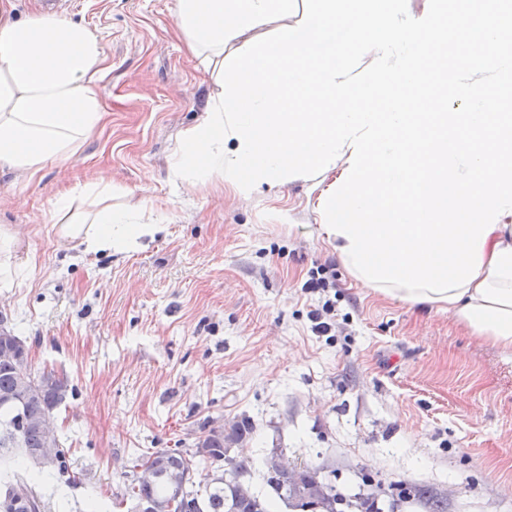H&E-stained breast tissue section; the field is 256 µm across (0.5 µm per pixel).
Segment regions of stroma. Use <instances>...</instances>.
<instances>
[{
  "mask_svg": "<svg viewBox=\"0 0 512 512\" xmlns=\"http://www.w3.org/2000/svg\"><path fill=\"white\" fill-rule=\"evenodd\" d=\"M112 69L105 119L66 164L34 178L0 171V228L12 230L0 313L71 394L52 412L70 476L36 484L46 512H127L128 466L144 451L192 446L212 418H251L236 448L264 490L274 450L316 465L338 492L378 495L404 481L444 512H512V356L445 310L384 297L351 277L318 229L324 176L243 199L211 183H171L181 133L216 85L177 31L174 0H71ZM126 185L159 232L126 252L59 244L58 192L91 178ZM336 278L335 329H311L318 265Z\"/></svg>",
  "mask_w": 512,
  "mask_h": 512,
  "instance_id": "1",
  "label": "stroma"
}]
</instances>
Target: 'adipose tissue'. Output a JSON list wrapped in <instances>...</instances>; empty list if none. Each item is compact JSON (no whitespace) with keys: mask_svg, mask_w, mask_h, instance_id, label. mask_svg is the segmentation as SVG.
Segmentation results:
<instances>
[{"mask_svg":"<svg viewBox=\"0 0 512 512\" xmlns=\"http://www.w3.org/2000/svg\"><path fill=\"white\" fill-rule=\"evenodd\" d=\"M0 0V168L28 176L68 161L102 124V39L53 13ZM290 22L260 40L256 29ZM177 28L219 92L170 163L174 184L219 182L249 197L332 180L314 211L351 276L374 292L451 312L512 354V0H175ZM455 59L449 112L438 92ZM127 187L61 194L59 242L123 251L158 232Z\"/></svg>","mask_w":512,"mask_h":512,"instance_id":"adipose-tissue-1","label":"adipose tissue"}]
</instances>
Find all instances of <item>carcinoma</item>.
<instances>
[{
  "instance_id": "cac0c4a2",
  "label": "carcinoma",
  "mask_w": 512,
  "mask_h": 512,
  "mask_svg": "<svg viewBox=\"0 0 512 512\" xmlns=\"http://www.w3.org/2000/svg\"><path fill=\"white\" fill-rule=\"evenodd\" d=\"M66 381L52 371L35 373L29 361V349L14 333L9 341L0 337V437L18 433L19 449L0 451V465L9 469L17 462L23 472L0 480V494L13 486L29 495V512H45L46 504L36 491L32 479L45 470L60 475L68 473V450L54 440V461L37 467L31 457L47 447L42 422L65 401ZM189 450L160 449L139 456L132 465L126 496L132 502L130 512L141 504H150L156 512H277L284 505L293 512H382L374 508L375 500L359 495L346 497L336 487L318 476V469L308 465L291 472L283 469L282 454L272 451L265 460L264 493L246 483L251 463L230 455L231 447L243 442L253 432L249 418L221 423L212 420L203 426ZM210 469V480L200 492L190 487L191 474L198 466ZM424 503L430 512H442L441 501L422 486L403 482L396 485L389 512L400 502Z\"/></svg>"
}]
</instances>
